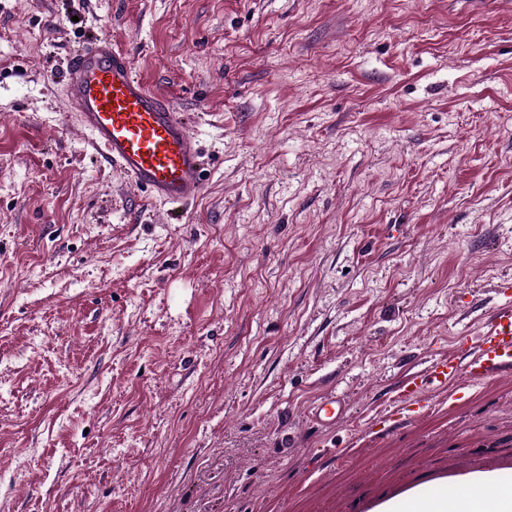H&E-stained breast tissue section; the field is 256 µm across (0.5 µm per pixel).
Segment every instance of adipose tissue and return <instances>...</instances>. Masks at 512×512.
<instances>
[{
  "mask_svg": "<svg viewBox=\"0 0 512 512\" xmlns=\"http://www.w3.org/2000/svg\"><path fill=\"white\" fill-rule=\"evenodd\" d=\"M481 496H473V489ZM378 512H512V483L495 472H477L463 478L455 494L414 492L386 501Z\"/></svg>",
  "mask_w": 512,
  "mask_h": 512,
  "instance_id": "ef3b65f1",
  "label": "adipose tissue"
}]
</instances>
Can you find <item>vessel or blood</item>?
<instances>
[{
  "label": "vessel or blood",
  "instance_id": "b4317fda",
  "mask_svg": "<svg viewBox=\"0 0 512 512\" xmlns=\"http://www.w3.org/2000/svg\"><path fill=\"white\" fill-rule=\"evenodd\" d=\"M66 100L78 123L131 183L152 199L185 206L204 188V161L196 136L172 101L133 73L128 53L101 34L71 57L65 74ZM512 371V300L502 304L477 336L463 338L454 356L435 359L407 376L393 401V415L421 413L435 390L451 399L492 373ZM347 403L329 394L307 412L315 426L345 419Z\"/></svg>",
  "mask_w": 512,
  "mask_h": 512
}]
</instances>
